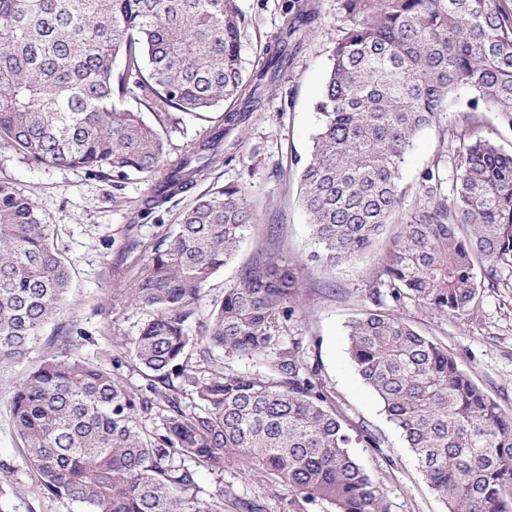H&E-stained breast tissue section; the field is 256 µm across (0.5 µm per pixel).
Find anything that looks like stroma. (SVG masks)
<instances>
[{"mask_svg":"<svg viewBox=\"0 0 512 512\" xmlns=\"http://www.w3.org/2000/svg\"><path fill=\"white\" fill-rule=\"evenodd\" d=\"M305 2L317 13L309 36L292 65L266 90L261 110L254 113L238 142L225 145L228 162L148 218L138 215L150 188L145 179L133 176L116 181L81 168L37 166L0 143V179L14 182L43 204L47 222L55 226L56 244L72 266L71 288L61 312L45 327L39 344L25 360L0 371V461L12 468L8 512H73L66 503L36 491V474L26 462L24 444L9 416L13 381L45 357L57 354L65 331L77 326L93 337L92 342L78 343L77 355L100 363L128 386L148 389L150 372L131 360L129 352L132 340L151 315L129 291L141 271L140 254L162 242L197 196L227 184L245 190L257 210L258 222L235 259L212 278L208 297L220 298L244 266L266 255H283L300 265L299 297L287 337L301 341L308 364L319 366L328 402L341 405L354 423L367 426L385 440L380 448H353V455L381 482L388 512H447L347 354L346 325L370 308L368 295L396 226L387 225L367 258L336 267L307 262L310 227L298 202V170L310 155L318 126L315 103L339 33L336 0ZM237 4L245 16L242 64L252 71L259 68L264 47L281 36L287 2L237 0ZM467 102L464 94L451 100L441 122L415 137L402 170L403 209L413 207L423 173L435 165L444 179L445 195H452L462 132L489 136L504 151L512 152V129L497 123L490 113L470 110ZM126 106L142 112L150 123H163L172 161L201 129L219 125L216 112L204 119L175 112L162 121L137 98H128ZM132 240L139 242V251L123 254V246ZM404 314L420 333L446 346L461 369L512 414V269L502 271L495 287L482 289L477 314L443 313L414 304L408 305ZM199 484L207 491L223 487L259 500L265 512H297L287 487L262 479L244 460L225 467L220 474L201 471Z\"/></svg>","mask_w":512,"mask_h":512,"instance_id":"35a3bbf8","label":"stroma"}]
</instances>
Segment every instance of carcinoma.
Segmentation results:
<instances>
[{"instance_id": "1", "label": "carcinoma", "mask_w": 512, "mask_h": 512, "mask_svg": "<svg viewBox=\"0 0 512 512\" xmlns=\"http://www.w3.org/2000/svg\"><path fill=\"white\" fill-rule=\"evenodd\" d=\"M337 18L341 38L299 174L308 262L351 263L398 225L369 293L376 309L349 322L350 360L448 512H512V415L402 313L411 301L473 314L477 268L493 284L512 269V152L470 133L452 197L437 167L406 212L400 187L413 139L459 91L512 129V10L503 0H337ZM309 20L296 13L287 39L248 72L236 0H0V142L37 165L150 178L149 214L208 175L224 138L260 107L259 89L288 68V39L306 37ZM134 93L160 114L222 108L223 124L167 167L160 129L124 107ZM256 221L244 190L226 185L196 198L165 249L141 255L130 294L152 315L130 354L153 373V396L66 351L13 383L10 420L41 493L77 512H226L228 503L262 512L199 485L200 470L221 474L239 458L288 487L301 512H388L381 483L350 452L380 448L383 437L349 424L300 342L284 343L300 267L273 256L244 267L211 301L199 338L188 332ZM70 285L45 210L0 180V368L26 358ZM194 344L205 370L183 361ZM269 353L261 374L224 366ZM187 396L201 411L182 406ZM150 413L159 420L151 430L142 422Z\"/></svg>"}]
</instances>
